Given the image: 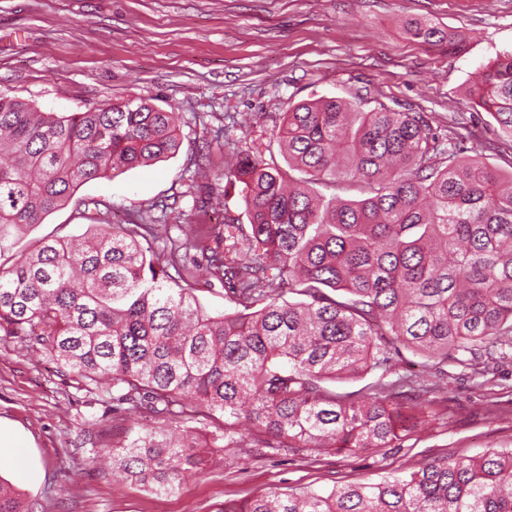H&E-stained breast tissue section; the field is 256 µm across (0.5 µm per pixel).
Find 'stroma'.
<instances>
[{"mask_svg": "<svg viewBox=\"0 0 512 512\" xmlns=\"http://www.w3.org/2000/svg\"><path fill=\"white\" fill-rule=\"evenodd\" d=\"M427 20L459 37L461 50L413 39ZM512 52V0H0V95L67 114L143 99L181 115L175 155L82 185L70 203L19 233L18 254L42 238L84 234L135 217L159 227L152 251L179 225L248 221L237 187L221 173L245 153L283 164L275 128L289 105L363 95L366 109L427 112L433 125L508 169L512 148L466 92L484 65ZM209 153L211 176L196 175ZM429 418L402 447L374 452L288 454L238 448L210 460L174 494L155 495L83 468L86 439L112 449L178 420L116 413L105 392L76 386L20 339L0 336V422L18 446L0 459L35 512H218L269 491H325L422 468L437 457L512 450V362L486 377L457 365L430 393Z\"/></svg>", "mask_w": 512, "mask_h": 512, "instance_id": "obj_1", "label": "stroma"}]
</instances>
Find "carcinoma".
<instances>
[{"label": "carcinoma", "mask_w": 512, "mask_h": 512, "mask_svg": "<svg viewBox=\"0 0 512 512\" xmlns=\"http://www.w3.org/2000/svg\"><path fill=\"white\" fill-rule=\"evenodd\" d=\"M411 34L458 48L431 22ZM467 97L512 144V54L485 66ZM364 105H291L277 132L286 168L245 154L224 172L241 186L246 227L183 224L181 238L149 256L142 241L156 225L107 224L0 264V336L128 411L224 418L203 443L147 430L91 450L87 468L107 457L112 473L170 494L206 455L236 447L243 421L261 448H399L422 418L404 413V400L437 385L400 376L338 392L330 383L390 373L403 349L437 377L450 361L484 374L512 359V173L465 155L454 132L421 112ZM179 131V113L145 100L58 115L0 95V254L83 184L176 153ZM338 178L360 197L322 202L316 186ZM203 238L216 242L207 264H188ZM202 270L235 311L215 317L198 305ZM0 512L34 509L0 481ZM224 512H512V451L435 458L329 492L272 491Z\"/></svg>", "instance_id": "cac0c4a2"}]
</instances>
